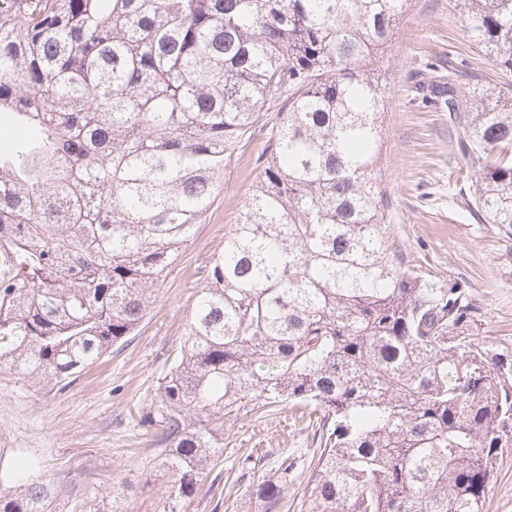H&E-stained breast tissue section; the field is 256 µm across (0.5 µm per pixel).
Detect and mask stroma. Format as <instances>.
<instances>
[{
    "label": "stroma",
    "mask_w": 512,
    "mask_h": 512,
    "mask_svg": "<svg viewBox=\"0 0 512 512\" xmlns=\"http://www.w3.org/2000/svg\"><path fill=\"white\" fill-rule=\"evenodd\" d=\"M382 74L388 99L378 176L391 230L407 261L472 299L464 336L490 353L511 352L512 237L472 218L450 178L459 157L448 114L415 102L413 86L436 77L464 96L477 85L512 84V70L469 42L453 0H408ZM264 139L257 134L227 168L223 195L160 282L135 336L65 387L0 369V448L40 457L57 488L55 512H159L166 480L140 416L156 408L161 379L185 340L193 293L258 180ZM257 452L259 464L243 471L244 459ZM285 453L306 464L317 453L312 430L292 410L228 422L223 454L205 477L214 489L199 492L186 512H265L258 490ZM484 512H512V447L498 457Z\"/></svg>",
    "instance_id": "35a3bbf8"
}]
</instances>
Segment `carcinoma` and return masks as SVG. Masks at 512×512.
<instances>
[{
	"label": "carcinoma",
	"mask_w": 512,
	"mask_h": 512,
	"mask_svg": "<svg viewBox=\"0 0 512 512\" xmlns=\"http://www.w3.org/2000/svg\"><path fill=\"white\" fill-rule=\"evenodd\" d=\"M512 70V0H454ZM408 0H0V112L32 131L0 156V368L68 380L157 302L276 109L261 175L193 298L184 349L142 424L160 430L162 512H181L224 425L288 405L318 445L307 512H483L512 440V354L456 333L474 305L408 263L377 164L380 63ZM448 108L475 220L512 236V85L423 83ZM259 496L276 512L288 454ZM31 454L0 512H53Z\"/></svg>",
	"instance_id": "obj_1"
}]
</instances>
